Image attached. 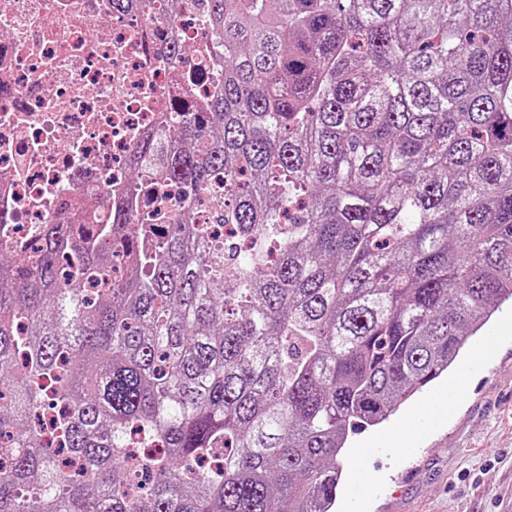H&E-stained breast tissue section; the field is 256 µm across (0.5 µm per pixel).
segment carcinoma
Here are the masks:
<instances>
[{"instance_id": "obj_1", "label": "carcinoma", "mask_w": 512, "mask_h": 512, "mask_svg": "<svg viewBox=\"0 0 512 512\" xmlns=\"http://www.w3.org/2000/svg\"><path fill=\"white\" fill-rule=\"evenodd\" d=\"M206 14L224 82L159 170L187 224L115 277L156 214L0 245V512H332L349 434L512 300V0ZM218 180L243 248L188 224Z\"/></svg>"}]
</instances>
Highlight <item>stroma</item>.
<instances>
[{"instance_id":"obj_1","label":"stroma","mask_w":512,"mask_h":512,"mask_svg":"<svg viewBox=\"0 0 512 512\" xmlns=\"http://www.w3.org/2000/svg\"><path fill=\"white\" fill-rule=\"evenodd\" d=\"M460 384L436 424L422 406ZM335 512H504L512 505V305L504 304L447 375L380 426L350 435Z\"/></svg>"}]
</instances>
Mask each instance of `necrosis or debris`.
Listing matches in <instances>:
<instances>
[{
    "mask_svg": "<svg viewBox=\"0 0 512 512\" xmlns=\"http://www.w3.org/2000/svg\"><path fill=\"white\" fill-rule=\"evenodd\" d=\"M222 72L198 0H0V241L31 253L67 216L108 223L136 146L176 150L166 117L201 106ZM184 207L177 186L143 180L138 210L162 213L143 244Z\"/></svg>",
    "mask_w": 512,
    "mask_h": 512,
    "instance_id": "necrosis-or-debris-1",
    "label": "necrosis or debris"
}]
</instances>
